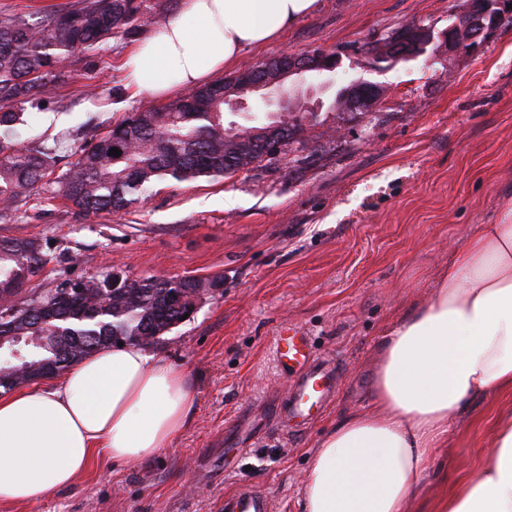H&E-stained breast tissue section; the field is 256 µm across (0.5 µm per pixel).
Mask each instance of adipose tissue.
I'll return each instance as SVG.
<instances>
[{
	"label": "adipose tissue",
	"instance_id": "ef3b65f1",
	"mask_svg": "<svg viewBox=\"0 0 512 512\" xmlns=\"http://www.w3.org/2000/svg\"><path fill=\"white\" fill-rule=\"evenodd\" d=\"M315 3L181 0L128 53L127 84L158 97L207 84ZM377 356L371 409L317 443L304 512H409L450 424L486 395L512 392V193L498 223L453 249L427 301L384 332ZM191 404L184 371L136 344L99 349L52 386L0 395V503H39L97 454L129 463L170 447ZM430 512H512V412L495 420L487 460L435 497Z\"/></svg>",
	"mask_w": 512,
	"mask_h": 512
}]
</instances>
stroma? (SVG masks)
I'll use <instances>...</instances> for the list:
<instances>
[{
	"label": "stroma",
	"instance_id": "stroma-1",
	"mask_svg": "<svg viewBox=\"0 0 512 512\" xmlns=\"http://www.w3.org/2000/svg\"><path fill=\"white\" fill-rule=\"evenodd\" d=\"M461 3L317 0L280 40L244 51L234 66L284 52L338 55L334 72L289 78L303 130L285 151L230 177L157 184L120 217L85 219L47 195L0 215V239L36 238L50 255L30 293L114 264L135 278L223 280L146 348L186 372L187 430L134 463L97 458L70 488L0 512H220L225 493L244 484L266 492L272 512H303L318 439L372 406L383 333L428 299L453 248L497 223L512 190V17L470 53L452 55L445 36ZM407 24L433 30L424 55L393 64L368 53ZM129 46L113 38L73 58L52 98L25 104L21 144L65 137L62 172L92 136L162 105L126 87ZM356 81L379 85L380 104L337 111V91ZM290 323L336 361L341 380L326 410L287 427L274 338ZM509 408L512 395L492 394L461 413L425 480L427 496L484 463L492 420Z\"/></svg>",
	"mask_w": 512,
	"mask_h": 512
}]
</instances>
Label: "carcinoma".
Returning a JSON list of instances; mask_svg holds the SVG:
<instances>
[{
  "label": "carcinoma",
  "mask_w": 512,
  "mask_h": 512,
  "mask_svg": "<svg viewBox=\"0 0 512 512\" xmlns=\"http://www.w3.org/2000/svg\"><path fill=\"white\" fill-rule=\"evenodd\" d=\"M152 23L147 0H77L47 14L34 25L17 14L0 15V212L28 201L53 174L54 145H21L26 124L23 105L39 101L64 81L68 59L112 38L136 39ZM411 27L388 35L398 42L378 60L395 63L423 52ZM237 76L215 80L161 108L132 112L91 140L69 169L52 182L51 193L84 216L123 215L142 203L161 182L219 179L249 169L280 152L258 150L260 126L244 131L224 128L226 99L236 97ZM116 147L120 155L110 154ZM50 262L39 240L0 239V389L28 381L44 362L53 374L112 344L134 343L144 335L161 337L181 323L187 307L178 295L207 288L202 279L132 278L112 287V270L71 279L70 288L22 296L25 283ZM39 337V343H15V337Z\"/></svg>",
  "instance_id": "carcinoma-1"
}]
</instances>
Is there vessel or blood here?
Masks as SVG:
<instances>
[{
    "label": "vessel or blood",
    "mask_w": 512,
    "mask_h": 512,
    "mask_svg": "<svg viewBox=\"0 0 512 512\" xmlns=\"http://www.w3.org/2000/svg\"><path fill=\"white\" fill-rule=\"evenodd\" d=\"M281 374L288 383V403L282 420H305L311 412L326 409L336 396L339 369L334 362L317 356L310 336L291 327L276 338ZM224 512H272L269 496L251 487H241L224 497Z\"/></svg>",
    "instance_id": "b4317fda"
}]
</instances>
